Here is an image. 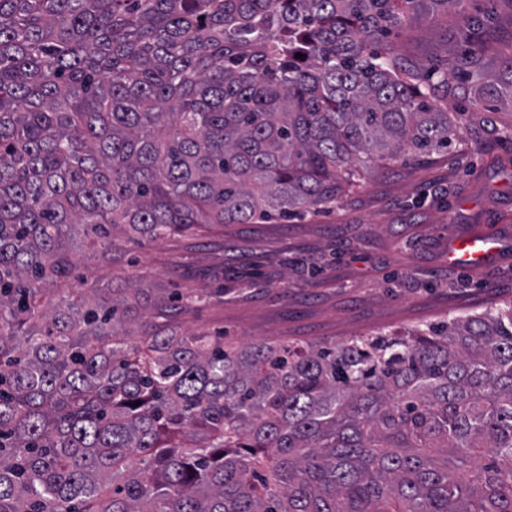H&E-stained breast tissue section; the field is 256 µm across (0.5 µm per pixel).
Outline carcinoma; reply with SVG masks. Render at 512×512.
<instances>
[{
  "mask_svg": "<svg viewBox=\"0 0 512 512\" xmlns=\"http://www.w3.org/2000/svg\"><path fill=\"white\" fill-rule=\"evenodd\" d=\"M462 3L0 0V512H512V302L236 348L54 289L78 238L287 220L449 149L448 74L383 36ZM462 92L512 105V51Z\"/></svg>",
  "mask_w": 512,
  "mask_h": 512,
  "instance_id": "1",
  "label": "carcinoma"
}]
</instances>
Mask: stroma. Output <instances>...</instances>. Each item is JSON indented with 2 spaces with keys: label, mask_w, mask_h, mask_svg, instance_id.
Returning a JSON list of instances; mask_svg holds the SVG:
<instances>
[{
  "label": "stroma",
  "mask_w": 512,
  "mask_h": 512,
  "mask_svg": "<svg viewBox=\"0 0 512 512\" xmlns=\"http://www.w3.org/2000/svg\"><path fill=\"white\" fill-rule=\"evenodd\" d=\"M474 43L490 61L512 48V10L502 0L422 15L394 39L407 62L443 72L449 46ZM448 108L459 126L448 151L379 164L326 213L212 225L164 241L121 239L108 256L85 246L75 253L78 271L90 288L223 289L177 322L185 332L223 329L241 347L339 345L502 305L512 300V251L468 271L448 268L444 255L452 231L512 239V112L462 96Z\"/></svg>",
  "instance_id": "stroma-1"
}]
</instances>
